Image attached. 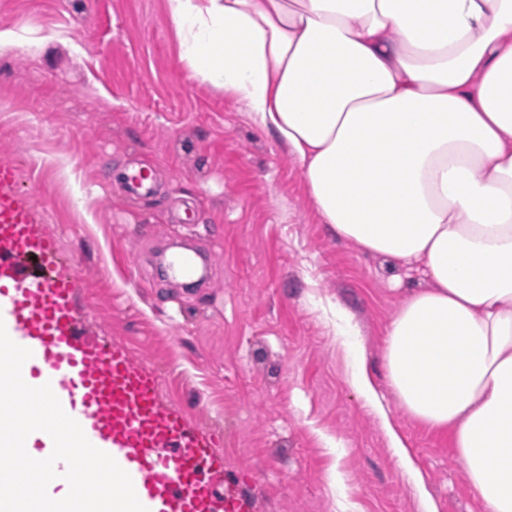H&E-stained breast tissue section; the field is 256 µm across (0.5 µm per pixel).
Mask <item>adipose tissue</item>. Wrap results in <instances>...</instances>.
I'll return each mask as SVG.
<instances>
[{
	"label": "adipose tissue",
	"mask_w": 512,
	"mask_h": 512,
	"mask_svg": "<svg viewBox=\"0 0 512 512\" xmlns=\"http://www.w3.org/2000/svg\"><path fill=\"white\" fill-rule=\"evenodd\" d=\"M169 2L183 58L288 147L330 231L429 280L389 324V386L512 512V0Z\"/></svg>",
	"instance_id": "obj_1"
}]
</instances>
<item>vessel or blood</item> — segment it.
Returning a JSON list of instances; mask_svg holds the SVG:
<instances>
[{
    "label": "vessel or blood",
    "instance_id": "obj_1",
    "mask_svg": "<svg viewBox=\"0 0 512 512\" xmlns=\"http://www.w3.org/2000/svg\"><path fill=\"white\" fill-rule=\"evenodd\" d=\"M129 193L150 190L147 168L117 171ZM29 193L17 185L12 162H0V309L11 339L32 352L29 380H51L68 415L84 416L87 437L131 476L148 512H257L241 488L223 490V437L195 427L160 395L156 371L125 347L86 335L80 324L76 261H63L53 234L40 229ZM37 258L44 275L30 272Z\"/></svg>",
    "mask_w": 512,
    "mask_h": 512
}]
</instances>
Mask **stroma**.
<instances>
[{"mask_svg":"<svg viewBox=\"0 0 512 512\" xmlns=\"http://www.w3.org/2000/svg\"><path fill=\"white\" fill-rule=\"evenodd\" d=\"M0 34L19 40L0 55V161L77 260L87 333L223 430L227 481L251 476L262 512H421L361 369L438 512H484L450 433L387 383V328L425 277L331 234L287 148L192 73L168 0H0ZM133 167L156 171L135 201L112 181ZM180 245L209 252L207 287L161 271Z\"/></svg>","mask_w":512,"mask_h":512,"instance_id":"35a3bbf8","label":"stroma"}]
</instances>
